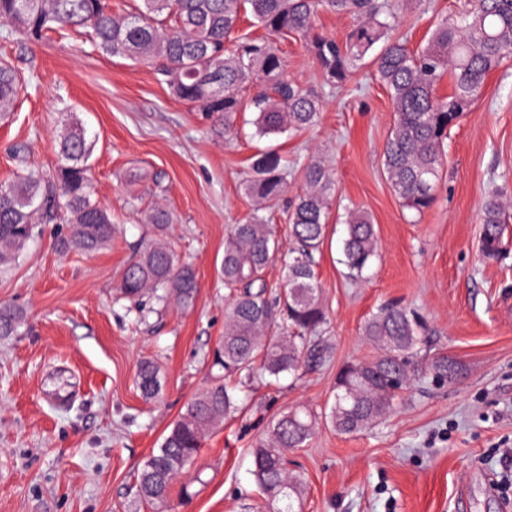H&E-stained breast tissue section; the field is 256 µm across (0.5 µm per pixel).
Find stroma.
<instances>
[{
	"instance_id": "stroma-1",
	"label": "stroma",
	"mask_w": 512,
	"mask_h": 512,
	"mask_svg": "<svg viewBox=\"0 0 512 512\" xmlns=\"http://www.w3.org/2000/svg\"><path fill=\"white\" fill-rule=\"evenodd\" d=\"M390 3L397 35L416 50L432 20L461 0ZM276 42L289 78L319 89L323 112L302 133L261 140L247 105L233 137L213 133L152 67L102 55L79 35L0 40V55L31 80L0 120V184L23 169L54 168L63 114L76 113L95 139L97 198L116 226L109 246L87 254L59 252L57 225H38L19 262L0 272V305L24 313L17 335L0 339V512H157L136 496L137 471L210 380L224 334L226 228L256 207L241 182L263 149L298 168L321 157L334 173L342 203L315 256L329 359L299 380L254 390L210 431L168 512H259L251 442L283 411L325 406L342 366L376 356L362 329L388 302L425 321L416 377L379 425L349 436L322 423L291 454L307 480L304 512H512V221L491 259L480 223L489 192L512 198V60L452 128L436 200L418 216L383 173L393 109L373 67L330 88L302 38ZM137 169L156 184L129 183ZM159 198L177 216L166 242L195 268L198 294L189 309L145 298L140 317L115 284L153 236L143 202ZM349 202L369 212L379 241L355 280L340 262ZM442 359L455 365L454 379H433ZM144 360L163 377L151 400L135 383Z\"/></svg>"
}]
</instances>
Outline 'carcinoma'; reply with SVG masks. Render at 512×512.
Segmentation results:
<instances>
[{
  "mask_svg": "<svg viewBox=\"0 0 512 512\" xmlns=\"http://www.w3.org/2000/svg\"><path fill=\"white\" fill-rule=\"evenodd\" d=\"M350 17L345 40L312 33L319 11ZM251 14L271 35L297 34L323 81L334 87L353 76L370 52L378 79L389 90L394 120L383 152V169L404 206L420 214L429 208L446 156L448 135L474 103L490 73L512 56V0H469L459 14L434 22L426 45L416 51L394 34V16L379 0H140L132 9L114 10L106 0H0V35L9 40H39L49 31H84L95 50L158 67L163 82L180 100L195 106L226 136L235 130L241 92L254 88L255 135L263 138L308 129L323 108L320 95L290 80L285 60L271 40L232 41L242 16ZM450 75L453 89L438 94ZM25 86L14 66L0 60V117L8 115ZM94 139L84 123L64 119L59 163L43 174L27 171L0 184V267L8 268L33 238L37 225L63 224L57 248L95 252L115 233L112 215L95 198L92 182ZM245 191L269 205L288 189V166L262 151L251 158ZM303 192L288 211L292 246L282 250L271 225L255 214L230 227L224 240L221 275L228 300L224 338L215 365L222 374L191 401L172 424L158 450L143 463L137 494L157 507L168 503L173 484L197 459L205 435L241 407L240 393L272 386L285 375L313 369L326 359L320 338L327 314L314 269V255L327 234L335 202L334 177L315 158L301 170ZM342 263L348 276L362 275L378 251L369 215L346 206ZM157 240L123 269L117 285L131 306L144 298L173 299L184 308L197 295L194 268L181 263L164 241L174 213L154 203L141 212ZM505 207L495 194L481 208L483 252H498ZM281 263L285 287L273 289L268 267ZM22 314L0 307V337L14 335ZM421 317L400 304L380 307L365 322L363 336L378 350L367 362L345 365L336 393L322 417L336 431L356 435L395 410L410 389L415 370L408 356L423 342ZM138 387L147 398L162 389L158 367L141 363ZM302 407L276 417L268 433L250 450L254 482L269 512H296L305 482L289 468L288 451L301 448L320 417ZM286 506L281 508L279 503Z\"/></svg>",
  "mask_w": 512,
  "mask_h": 512,
  "instance_id": "1",
  "label": "carcinoma"
}]
</instances>
